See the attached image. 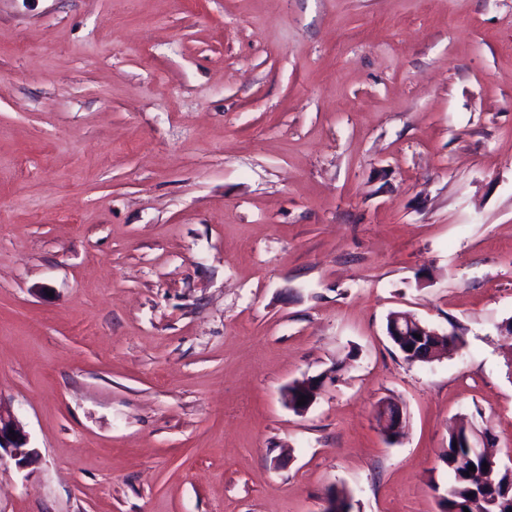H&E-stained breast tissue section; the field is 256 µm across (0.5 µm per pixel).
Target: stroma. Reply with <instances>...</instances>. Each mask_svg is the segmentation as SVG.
<instances>
[{
    "mask_svg": "<svg viewBox=\"0 0 512 512\" xmlns=\"http://www.w3.org/2000/svg\"><path fill=\"white\" fill-rule=\"evenodd\" d=\"M509 319L512 0H0V512H440ZM392 320L393 322L391 323V328L387 330V336H391L394 340H396V345L400 347V351L402 353L391 341L393 346L402 355L404 354L407 356L411 362L424 359L423 350L418 351V348L421 344L425 343L428 336H449L448 340L447 338H444L441 342L442 349H446L448 347L449 341H457V334L455 333V336H453V331L448 332V334H440L428 323H425L407 313H400L399 315L393 316ZM415 334L421 335V338H416ZM390 405L389 402H383L380 404L378 409L383 411V414L380 418V424L383 427L388 428L391 433H396L397 441L401 438L402 432H404L405 424H406V412L404 408L397 404L392 403V411L388 408ZM9 431H14V434H9ZM13 435L17 436L16 440H13ZM2 450L19 468L28 467L39 455L36 448L29 446V439L19 421L13 415L0 411V461L4 460Z\"/></svg>",
    "mask_w": 512,
    "mask_h": 512,
    "instance_id": "1",
    "label": "stroma"
}]
</instances>
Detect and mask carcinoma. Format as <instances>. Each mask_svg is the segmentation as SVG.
Masks as SVG:
<instances>
[{
  "label": "carcinoma",
  "instance_id": "obj_1",
  "mask_svg": "<svg viewBox=\"0 0 512 512\" xmlns=\"http://www.w3.org/2000/svg\"><path fill=\"white\" fill-rule=\"evenodd\" d=\"M489 439L488 430L475 425L453 428L448 433V447L439 454V461L448 471V485L440 496L441 512H464L471 508L476 493L483 482H494L486 491L481 512H512V467L500 465L483 448ZM488 467H482V464ZM475 470H469V466Z\"/></svg>",
  "mask_w": 512,
  "mask_h": 512
}]
</instances>
